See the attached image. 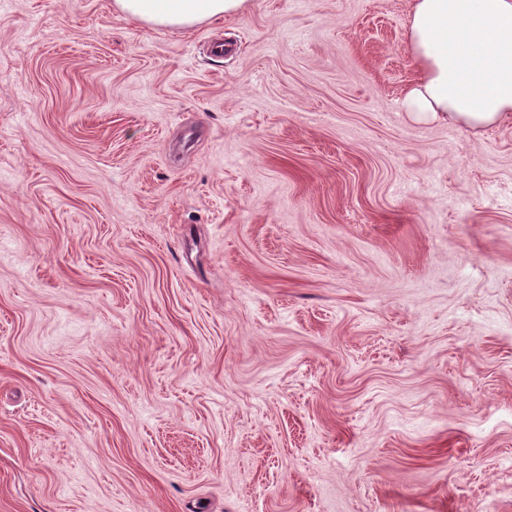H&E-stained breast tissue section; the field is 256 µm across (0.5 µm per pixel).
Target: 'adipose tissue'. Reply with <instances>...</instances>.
I'll use <instances>...</instances> for the list:
<instances>
[{"label":"adipose tissue","instance_id":"adipose-tissue-1","mask_svg":"<svg viewBox=\"0 0 512 512\" xmlns=\"http://www.w3.org/2000/svg\"><path fill=\"white\" fill-rule=\"evenodd\" d=\"M252 0H113L151 28L189 30L244 15ZM408 46L416 78L406 111L471 128L512 114V0H413Z\"/></svg>","mask_w":512,"mask_h":512}]
</instances>
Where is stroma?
I'll return each mask as SVG.
<instances>
[{
	"label": "stroma",
	"instance_id": "obj_1",
	"mask_svg": "<svg viewBox=\"0 0 512 512\" xmlns=\"http://www.w3.org/2000/svg\"><path fill=\"white\" fill-rule=\"evenodd\" d=\"M411 7L0 0V512H512V118ZM252 0H114L116 13L150 28L190 30L212 20L240 17Z\"/></svg>",
	"mask_w": 512,
	"mask_h": 512
}]
</instances>
